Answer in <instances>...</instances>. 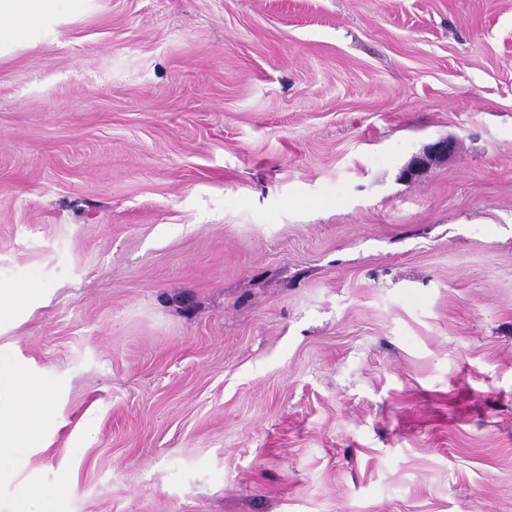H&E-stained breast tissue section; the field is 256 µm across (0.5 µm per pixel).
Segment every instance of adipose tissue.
I'll use <instances>...</instances> for the list:
<instances>
[{
	"mask_svg": "<svg viewBox=\"0 0 512 512\" xmlns=\"http://www.w3.org/2000/svg\"><path fill=\"white\" fill-rule=\"evenodd\" d=\"M72 9L71 0H0V51L27 40L36 23ZM54 418L47 386L1 359L0 480L12 476L22 456L41 447L43 431Z\"/></svg>",
	"mask_w": 512,
	"mask_h": 512,
	"instance_id": "obj_1",
	"label": "adipose tissue"
}]
</instances>
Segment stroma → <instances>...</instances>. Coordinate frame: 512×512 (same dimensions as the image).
Instances as JSON below:
<instances>
[{
	"label": "stroma",
	"mask_w": 512,
	"mask_h": 512,
	"mask_svg": "<svg viewBox=\"0 0 512 512\" xmlns=\"http://www.w3.org/2000/svg\"><path fill=\"white\" fill-rule=\"evenodd\" d=\"M34 280L0 354L58 417L0 512H512V0L38 23L0 58V286ZM452 150V142L448 139H441L433 143L423 156L414 159L412 164L404 171L406 178L416 176L427 166L430 160H444ZM39 490L20 494L15 502V510L22 512H47L54 509L55 495L52 492Z\"/></svg>",
	"instance_id": "obj_1"
}]
</instances>
